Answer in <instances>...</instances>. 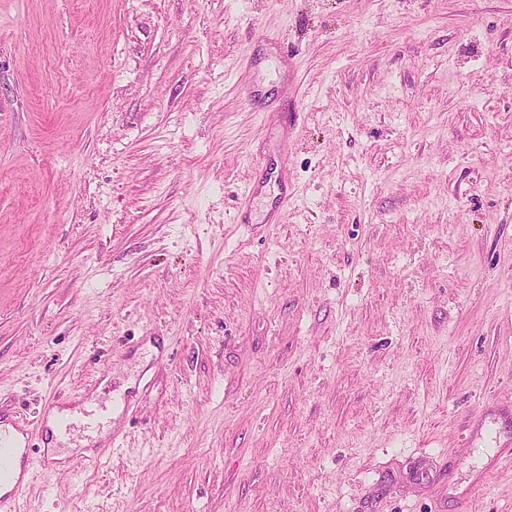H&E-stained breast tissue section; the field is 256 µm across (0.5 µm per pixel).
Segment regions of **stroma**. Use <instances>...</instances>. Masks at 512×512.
<instances>
[{
    "label": "stroma",
    "instance_id": "obj_1",
    "mask_svg": "<svg viewBox=\"0 0 512 512\" xmlns=\"http://www.w3.org/2000/svg\"><path fill=\"white\" fill-rule=\"evenodd\" d=\"M118 393L24 512H512V0H0V421Z\"/></svg>",
    "mask_w": 512,
    "mask_h": 512
}]
</instances>
